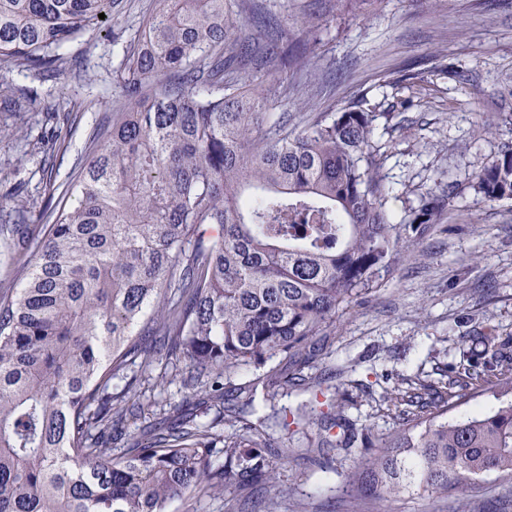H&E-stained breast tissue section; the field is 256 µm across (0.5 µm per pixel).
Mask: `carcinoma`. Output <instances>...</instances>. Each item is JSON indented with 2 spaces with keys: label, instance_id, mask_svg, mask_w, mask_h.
<instances>
[{
  "label": "carcinoma",
  "instance_id": "carcinoma-1",
  "mask_svg": "<svg viewBox=\"0 0 512 512\" xmlns=\"http://www.w3.org/2000/svg\"><path fill=\"white\" fill-rule=\"evenodd\" d=\"M113 0H0V68L52 76L61 48L112 21ZM105 18H99V14ZM272 50L245 40L225 0H159L123 48L126 102L76 180L47 204L50 224H0L8 258L35 257L15 298H0V512H168L174 500L237 491L228 512H273L281 494L260 431L226 436L186 413L151 421L150 404L116 391L127 371L162 358L194 371L210 396L244 365L275 357L307 365L336 313L390 275L405 242L421 237L445 199L410 224L390 223L376 175L374 123L388 112L351 102L326 118L309 106L299 131L264 126L263 83L226 78L249 67L286 73L309 44ZM489 202L512 199V141L477 175ZM221 224L224 235H201ZM464 377L497 372L492 338L474 336ZM491 411L448 420L434 396L377 446L366 439L343 483L379 512L401 494L465 497L487 472L512 478V375ZM290 373L270 368L240 388L253 405L287 397ZM417 388L385 391L398 408ZM146 420L127 432V417ZM280 437L286 461L305 452L321 471L337 419L310 401ZM128 449L112 453V444ZM223 459L220 469L213 460Z\"/></svg>",
  "mask_w": 512,
  "mask_h": 512
}]
</instances>
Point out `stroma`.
<instances>
[{
  "mask_svg": "<svg viewBox=\"0 0 512 512\" xmlns=\"http://www.w3.org/2000/svg\"><path fill=\"white\" fill-rule=\"evenodd\" d=\"M155 3L116 0L111 23L65 45L55 78L0 70V86L33 97L0 105V199L27 200L29 223H41L50 192L43 163L60 158L57 180L69 181L92 130L111 127L125 101L116 80L123 47ZM234 11L244 36L271 42V28L257 22L263 15L313 48L309 62L276 82L273 118L299 128L312 102L324 112L359 99L381 106L393 118L377 121L372 142L391 222L410 223L431 196L446 200L393 276L337 319L301 377L335 387L346 421L378 439L398 426L385 390L409 380L446 383L448 419L490 411L498 377L465 389L456 379L479 333L495 336L503 368H512V199L490 203L473 189L512 113V0H235ZM188 372L160 361L136 390L158 416L180 415ZM359 454L354 445L329 449L333 471L324 476L300 458L281 464L277 512H375L372 501L351 502L342 483ZM393 512H512V484L484 474L468 497L406 495Z\"/></svg>",
  "mask_w": 512,
  "mask_h": 512,
  "instance_id": "stroma-1",
  "label": "stroma"
}]
</instances>
